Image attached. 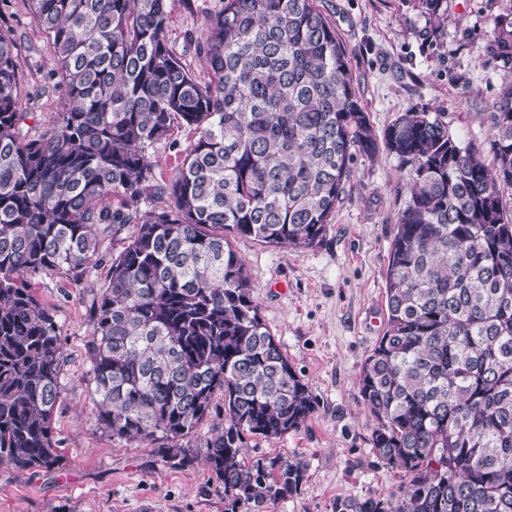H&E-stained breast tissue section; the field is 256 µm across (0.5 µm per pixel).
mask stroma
I'll return each instance as SVG.
<instances>
[{"mask_svg":"<svg viewBox=\"0 0 512 512\" xmlns=\"http://www.w3.org/2000/svg\"><path fill=\"white\" fill-rule=\"evenodd\" d=\"M317 6L348 50L356 92L376 132L407 110L436 112L463 143L489 156L491 107L512 84V72L484 63L481 52L489 18L512 9V0H448L440 25L409 0H317ZM223 7L224 0H178L170 16V44L196 75L206 72L197 50L207 34L204 19ZM0 29L21 62V134L40 136L69 105L54 77L53 45L30 0H0ZM197 138L194 128L177 125L148 148L154 185L169 183ZM405 195L397 159L381 149L358 159L326 236L313 248L297 252L228 237L246 265L262 319L318 403L299 432L253 441L245 450L295 458L306 468L300 493L268 512H334L337 499H388L408 481L375 456V422L358 388L386 325L390 245ZM123 247V240L102 234L80 280L58 271L31 279L62 340L61 399L51 429L64 464L55 471L0 464V512H224V486L206 467L201 447L213 420L188 439L193 463L173 466L158 453L163 440L128 442L95 419L91 310Z\"/></svg>","mask_w":512,"mask_h":512,"instance_id":"obj_1","label":"stroma"}]
</instances>
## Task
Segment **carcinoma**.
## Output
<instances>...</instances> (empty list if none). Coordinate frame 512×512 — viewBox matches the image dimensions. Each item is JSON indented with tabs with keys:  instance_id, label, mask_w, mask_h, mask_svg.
Here are the masks:
<instances>
[{
	"instance_id": "obj_1",
	"label": "carcinoma",
	"mask_w": 512,
	"mask_h": 512,
	"mask_svg": "<svg viewBox=\"0 0 512 512\" xmlns=\"http://www.w3.org/2000/svg\"><path fill=\"white\" fill-rule=\"evenodd\" d=\"M178 0H31L72 106L21 136L13 41L0 31V460L62 467L51 420L61 340L32 292L43 271L83 275L98 235L131 227L92 309L96 421L161 458L224 393L200 447L224 512L296 494L297 459L242 457L251 438L297 432L315 397L264 323L224 232L303 251L326 235L360 155H394L406 197L393 228L386 328L358 387L377 457L411 480L399 495L336 500L335 512H512V84L492 104V162L431 112L377 135L344 44L316 0H224L199 45L208 78L170 46ZM438 20L448 0H411ZM486 62L512 71V13L489 19ZM198 131L178 173L149 184L147 149L176 124ZM151 193L168 206L143 209Z\"/></svg>"
}]
</instances>
